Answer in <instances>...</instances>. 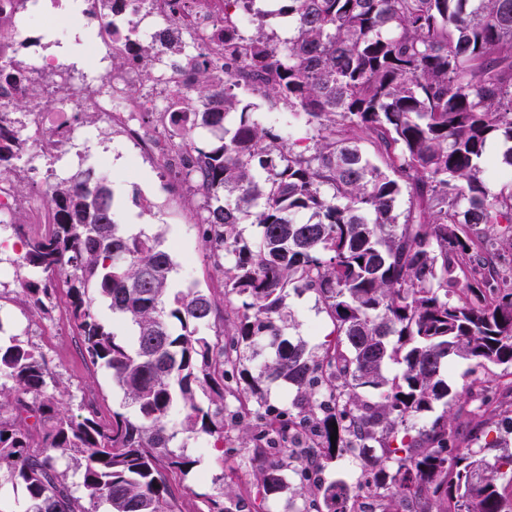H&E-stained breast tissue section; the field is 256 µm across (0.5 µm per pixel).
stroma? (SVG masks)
Segmentation results:
<instances>
[{
  "instance_id": "35a3bbf8",
  "label": "stroma",
  "mask_w": 512,
  "mask_h": 512,
  "mask_svg": "<svg viewBox=\"0 0 512 512\" xmlns=\"http://www.w3.org/2000/svg\"><path fill=\"white\" fill-rule=\"evenodd\" d=\"M95 31L94 22L87 17L75 18L57 11L51 12L49 20H32L27 28L32 36L50 34V41L43 44V55L58 64L81 58L89 44V34ZM101 157L106 164L99 175L112 187L117 222L134 233L163 232L165 246L176 262L171 275L173 287L193 283L202 289L221 291V276L212 269L198 235L200 209L192 200L189 184L172 167L169 153L146 150L123 128L106 125L100 116L83 122L79 133L53 161L39 157L29 164L32 182L13 201L12 214L37 224L44 213L42 195L47 175L69 177L85 171L93 159ZM145 200L150 202V209L142 208ZM65 302L64 292H57L56 309L50 320L25 314L19 306L9 303L0 309V323L8 333L32 341L45 353L71 413H78L79 402L86 397L97 400L102 414H110L122 407L124 393L110 376L83 358ZM287 304L296 316L297 336L311 342L330 332L332 325L318 308L314 294L290 295ZM226 443L231 446V453L211 447L204 438L184 441L185 453L200 461L185 480L187 506L192 512H200L207 497L222 490L245 500L254 495L248 453L238 447L236 431H229Z\"/></svg>"
}]
</instances>
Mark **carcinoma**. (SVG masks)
Wrapping results in <instances>:
<instances>
[{"label": "carcinoma", "instance_id": "1", "mask_svg": "<svg viewBox=\"0 0 512 512\" xmlns=\"http://www.w3.org/2000/svg\"><path fill=\"white\" fill-rule=\"evenodd\" d=\"M224 0L209 35L188 28L175 111L158 121L205 215L198 235L224 275L211 291L170 286L162 234H129L108 183L87 173L44 190L45 228L10 223L21 252L11 301L43 318L57 289L83 354L107 369L132 413L105 418L94 403L69 412L40 348L0 338V474L21 487L24 512H185L177 479L199 460L170 446L179 433L224 445L239 432L254 477L253 507L283 490L288 512H350L356 487L327 481L346 459L367 462L365 484L383 512H512V449L460 448L448 368H512V286L497 278L480 225H505L512 185L494 191L491 167L512 168V0ZM194 0H164L170 17ZM254 10L246 35L238 17ZM285 23L282 37L270 21ZM111 68L153 80L169 47L144 43L117 16ZM6 45L1 81L29 74ZM245 87L304 121L286 141L254 119ZM0 112V182L24 188L15 161L34 98ZM504 144L496 162L492 141ZM407 198L403 213L396 204ZM258 228L249 239L242 224ZM312 292L332 323L316 345L290 335L286 300ZM224 314L225 327L207 333ZM400 371L390 375L389 365ZM280 381L288 403L267 404ZM500 387L479 378L455 399L491 411L512 435ZM446 409L425 417L434 406ZM178 415V424L170 417ZM337 428H332V425ZM337 440H331L332 432ZM79 453L73 487L59 461ZM207 512H241L236 495Z\"/></svg>", "mask_w": 512, "mask_h": 512}]
</instances>
